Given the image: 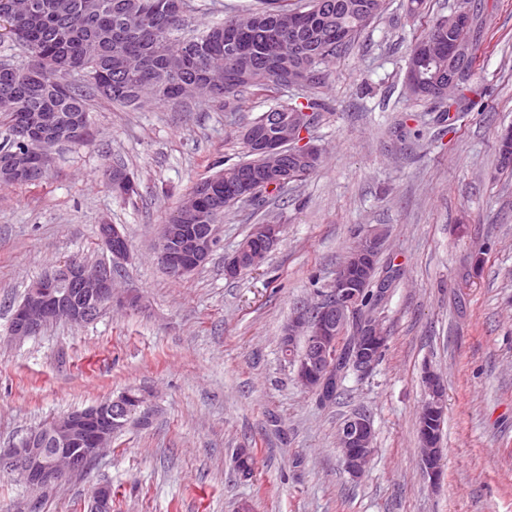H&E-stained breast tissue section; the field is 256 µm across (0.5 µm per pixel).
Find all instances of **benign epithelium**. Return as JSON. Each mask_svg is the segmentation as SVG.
I'll list each match as a JSON object with an SVG mask.
<instances>
[{
	"mask_svg": "<svg viewBox=\"0 0 512 512\" xmlns=\"http://www.w3.org/2000/svg\"><path fill=\"white\" fill-rule=\"evenodd\" d=\"M288 143L295 152L320 156L317 146L306 142V130L298 120L288 122ZM244 138L250 148L271 162L282 165L286 156L277 135L256 136L246 129ZM502 166L512 167V128L499 137ZM46 169V158L24 146L0 158V172L23 178ZM277 224H259L252 231V243L237 249L224 260V273L229 278L241 274L243 267L253 270L279 239ZM103 234L112 240L108 260L97 264L63 262L44 273L26 291L15 308L8 336L16 341L35 334L46 323L64 321L84 325L95 320L101 311L118 305L134 310L140 299L119 295L116 276L121 270L129 244L117 225L103 226ZM386 242L380 230L364 233L351 255L336 275L331 288L321 292L313 306H299L284 329L282 343L294 349L296 340L304 343V353L297 359L296 381L304 389L324 395L333 372L326 363V352L333 338L350 327L355 332L350 367L361 375L373 371L385 349L387 336L378 312L361 306L364 292L374 285L372 270ZM219 243L213 224H168L158 241V256L167 271L183 277L208 260ZM429 399L424 404L423 422L444 408L445 388L439 378L427 377ZM153 414L150 394L143 390H125L82 410L64 414L42 425L10 448H0V474L17 477L31 491L30 509H39L43 494L55 487L66 475L91 465L107 449L112 433L136 419L149 423ZM372 420L363 413L345 419L337 430L345 469L354 478L362 475L372 456ZM422 464L433 481L442 474V453L433 441L429 428H424ZM112 488L99 484L89 496V512H111Z\"/></svg>",
	"mask_w": 512,
	"mask_h": 512,
	"instance_id": "1",
	"label": "benign epithelium"
}]
</instances>
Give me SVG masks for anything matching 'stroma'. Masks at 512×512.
<instances>
[{
    "instance_id": "obj_1",
    "label": "stroma",
    "mask_w": 512,
    "mask_h": 512,
    "mask_svg": "<svg viewBox=\"0 0 512 512\" xmlns=\"http://www.w3.org/2000/svg\"><path fill=\"white\" fill-rule=\"evenodd\" d=\"M485 2L488 48L468 80L482 111L450 119L404 94L423 27L405 0H385L324 87L284 96L324 101L311 132L322 167L227 209L219 247L183 278L157 259L162 228L199 180L246 159L242 131L269 110L264 98L228 112L200 98L132 110L99 96L88 142L55 147L46 183L0 184V448L131 386L155 406L148 426L127 425L87 472L55 486L43 512H87L100 483L113 512H512V171L496 144L512 125V0ZM116 163L137 177V196L105 187ZM99 224L124 227L116 289L144 308L10 341L11 309L34 279L68 259H106ZM257 224L281 225L280 242L259 269L227 279L225 255ZM374 227L388 232L382 265L399 271L380 309L388 347L322 404L297 384L282 329ZM428 370L445 386L435 487L417 434ZM356 412L372 419L374 451L354 479L336 432ZM236 448L256 451L253 482L234 471Z\"/></svg>"
}]
</instances>
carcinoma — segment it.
<instances>
[{
	"mask_svg": "<svg viewBox=\"0 0 512 512\" xmlns=\"http://www.w3.org/2000/svg\"><path fill=\"white\" fill-rule=\"evenodd\" d=\"M11 0H0V34L13 38L22 26L27 40L21 47L28 61L14 64L0 61V115L7 128L0 151L20 148L29 140L30 118L41 112H59L77 119L78 124L66 128H47L45 142L82 144L87 141L89 101L99 92V84L111 79L120 89L110 99L124 106L139 108L146 103L176 104L183 100L186 86L200 81H213L209 100L231 103L240 93L252 90L276 102L269 114H263L250 126L264 129L269 116L281 112L308 110L320 115L322 100L314 97L304 103H281L280 93L293 84L286 69L306 73L302 85L319 88L326 84V66L351 45L366 26L384 9V0H307L290 7L283 0H259L244 16H230L208 29L193 34L189 31L187 0H66L74 26L56 10L59 0H29V12L15 17L10 14ZM469 23L458 28L448 26V17L429 19L424 34L410 47L408 64H418L421 47L439 39L461 40L472 44L470 57L453 56L448 50L432 56L420 67L419 87L405 88L416 99L441 105L443 101L431 91V81L438 72L457 70L468 77L478 59L481 28L477 20L483 9L482 0H466ZM243 24L236 38L238 50L230 51L224 40V27ZM288 46V68L279 65L278 49ZM135 55L140 68L116 77L110 62L119 56ZM35 65L46 73L44 84L37 90L28 86L27 69ZM251 159L224 168V177H215L217 188L212 193L187 195L192 212L190 224H218L224 208L237 200L228 185L239 176L256 182L258 193L279 182V172L259 153ZM323 163L295 160L299 168L291 182H301L315 173ZM239 479L254 478L255 456L250 448L233 453Z\"/></svg>",
	"mask_w": 512,
	"mask_h": 512,
	"instance_id": "obj_1",
	"label": "carcinoma"
}]
</instances>
